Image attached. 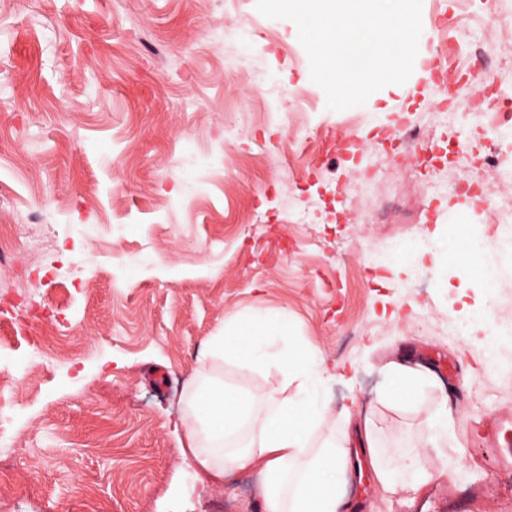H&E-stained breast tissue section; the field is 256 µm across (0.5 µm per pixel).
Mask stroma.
I'll return each mask as SVG.
<instances>
[{
  "instance_id": "stroma-1",
  "label": "stroma",
  "mask_w": 512,
  "mask_h": 512,
  "mask_svg": "<svg viewBox=\"0 0 512 512\" xmlns=\"http://www.w3.org/2000/svg\"><path fill=\"white\" fill-rule=\"evenodd\" d=\"M255 2L0 0V377L14 397L0 443L20 450L0 512H261L254 475L205 490L183 454L204 343L253 310L287 317L340 372L334 409L372 408L391 359L433 372L418 408H374L382 444L402 457L425 446L447 397L435 475L396 494L353 475L356 512H512V339L492 336L482 295L455 267L439 274L428 253L437 231L466 225L500 273L498 311L512 317V260L489 216L409 180L417 223L293 224L297 210L349 208L350 155L323 152L312 172L299 148L283 163L259 142L290 128L381 142L403 116L448 131L459 151L496 135L433 112L437 86L414 76L328 110L293 22ZM455 9L422 0L423 51L482 40L496 62L464 74L458 99L512 90V51L484 4L473 0L466 28L436 25ZM44 200L78 287L38 261L26 225ZM400 242L413 251L395 265ZM447 422L448 411L446 407L434 412L428 420L429 442L432 444V448H441V442L447 440Z\"/></svg>"
}]
</instances>
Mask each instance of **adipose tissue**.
<instances>
[{"instance_id": "1", "label": "adipose tissue", "mask_w": 512, "mask_h": 512, "mask_svg": "<svg viewBox=\"0 0 512 512\" xmlns=\"http://www.w3.org/2000/svg\"><path fill=\"white\" fill-rule=\"evenodd\" d=\"M460 232L438 234L434 257L450 261L468 287L490 295L497 269L476 244L461 246ZM252 372L275 370L279 388L245 392L226 382L225 366ZM387 387L378 397L385 407H410L421 399L428 369L401 361L386 366ZM333 375L317 352L308 349L287 318L262 312L225 321L208 340L193 385L186 395V440L197 462L214 478L255 471L263 512H348L347 485L356 467L350 449L359 435L379 484L395 493L410 480L431 475L427 450L411 463L381 445L372 413L332 410L324 388Z\"/></svg>"}]
</instances>
